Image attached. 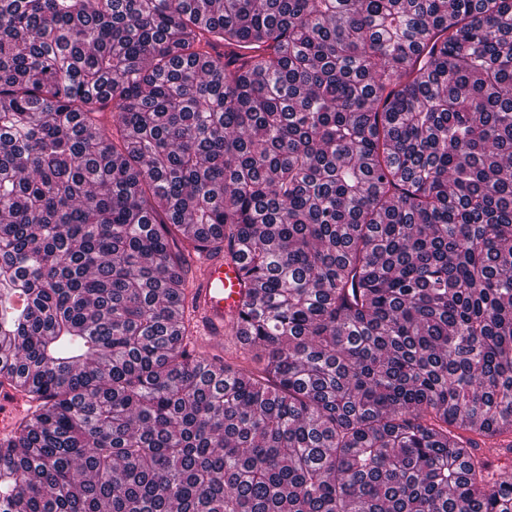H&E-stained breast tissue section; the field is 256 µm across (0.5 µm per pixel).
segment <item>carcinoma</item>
I'll list each match as a JSON object with an SVG mask.
<instances>
[{"label":"carcinoma","instance_id":"carcinoma-1","mask_svg":"<svg viewBox=\"0 0 512 512\" xmlns=\"http://www.w3.org/2000/svg\"><path fill=\"white\" fill-rule=\"evenodd\" d=\"M5 383L0 512H512V0H0ZM191 255L188 260L189 285L198 276V267ZM201 275L192 287V300L183 312V321L194 324V339L197 342L223 340L224 344L195 345L197 349L215 352L224 356V361L247 364L245 354L236 340L224 338V329L234 321L242 288L238 278L239 267L225 255L202 254ZM34 404L35 401L24 392L7 386L0 387V440L8 436L16 424L28 416Z\"/></svg>","mask_w":512,"mask_h":512}]
</instances>
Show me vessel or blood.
Listing matches in <instances>:
<instances>
[{"label":"vessel or blood","instance_id":"1","mask_svg":"<svg viewBox=\"0 0 512 512\" xmlns=\"http://www.w3.org/2000/svg\"><path fill=\"white\" fill-rule=\"evenodd\" d=\"M241 287L237 265L224 255H204L201 274L192 287V300L183 312L194 325L198 342L223 340L232 325L240 301ZM31 398L24 392L0 387V440L28 416Z\"/></svg>","mask_w":512,"mask_h":512}]
</instances>
